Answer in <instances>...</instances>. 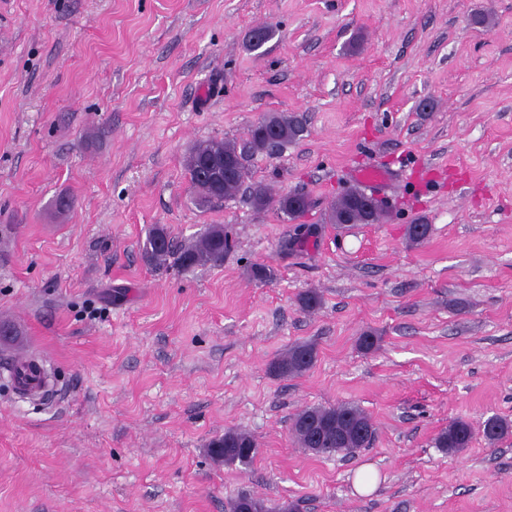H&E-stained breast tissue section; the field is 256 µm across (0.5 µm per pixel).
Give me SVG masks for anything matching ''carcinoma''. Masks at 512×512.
<instances>
[{
	"mask_svg": "<svg viewBox=\"0 0 512 512\" xmlns=\"http://www.w3.org/2000/svg\"><path fill=\"white\" fill-rule=\"evenodd\" d=\"M302 123L292 116L272 114L249 130L244 144L235 140H206L195 143L185 158V171L195 203L200 207L235 197L249 179L247 158L262 152L282 150L301 139ZM253 207L261 211L271 202L266 186H250ZM278 208L294 220L311 208L309 197L303 193H288L278 199ZM385 217L381 203L366 196L358 188L349 190L332 206V224H375ZM231 248L224 234V225L212 224L188 245L177 249L166 228L152 227L141 246L144 262L163 266L169 259L184 270L204 265H220L224 253ZM316 358L314 346L297 343L272 362L271 371L278 376H296L308 371ZM512 426L498 417L488 418L483 425L485 439L493 444L508 433ZM292 432L300 447L316 455L329 452L352 455L370 445L375 435L371 417L361 407L342 403L329 407H308L295 415ZM473 437L471 425L463 420L448 424L435 439L436 447L446 454L462 451ZM206 452L218 465L248 469L259 455L260 444L249 431L232 428L208 442ZM228 512H272L264 500L241 493L231 499Z\"/></svg>",
	"mask_w": 512,
	"mask_h": 512,
	"instance_id": "1",
	"label": "carcinoma"
}]
</instances>
